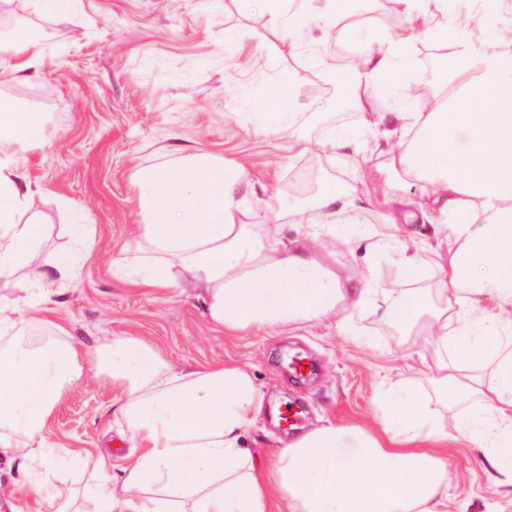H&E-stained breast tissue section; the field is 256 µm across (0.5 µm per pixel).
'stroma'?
<instances>
[{"mask_svg":"<svg viewBox=\"0 0 512 512\" xmlns=\"http://www.w3.org/2000/svg\"><path fill=\"white\" fill-rule=\"evenodd\" d=\"M323 6L324 0H312L304 15L274 28L264 0H78L68 17L8 0L10 28L27 30L44 53V66L31 79L0 68V101L33 112L41 127L38 138L14 145L26 180L37 189L32 208L41 245L26 268L0 278V301L14 307L16 319L14 335L0 336V351L38 331L75 342L81 370L46 422L49 463L0 456V512H49L50 502L70 500L81 512H94L93 489L121 485L139 445L118 412L111 379L91 364L112 336L142 339L178 369L234 363L251 373L264 407L246 440L264 466L288 440L273 421L274 408L293 398L303 401L308 427L331 423L376 432L408 394L430 398L438 355L420 338L389 327L380 310L416 290L435 298L437 266L447 263L452 248L442 230L448 217L420 214L419 184L388 173L383 133L402 126L389 92L358 89L351 108L340 109L336 90L349 68L320 36ZM433 23L430 15L410 19L403 0H358L340 32L352 57L361 44L390 31L407 39L414 62L480 66V56L462 54L457 39L432 37ZM282 93L299 112L298 125L257 134ZM365 112L380 114L378 131L363 126ZM334 131L347 142L340 155L324 146ZM178 148L240 166L248 209L269 224L294 213L291 240L303 235L302 205L334 188L341 202L363 208L376 234L349 243L324 233L315 247L335 253L341 275L366 274L372 263L387 267V274L370 280L359 307L298 330L249 333L210 321L193 289L133 282L123 270V248L142 222L136 174L167 162ZM76 214L90 226V251L76 278L42 292L33 272L72 249L68 227ZM391 219L402 246L420 259L415 274L389 268L384 237ZM286 345L318 361L319 376L309 388L287 385L273 357ZM431 407L448 435L436 451L448 465L450 500L464 512H512L462 433L473 404L432 401Z\"/></svg>","mask_w":512,"mask_h":512,"instance_id":"stroma-1","label":"stroma"}]
</instances>
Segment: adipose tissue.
<instances>
[{
	"mask_svg": "<svg viewBox=\"0 0 512 512\" xmlns=\"http://www.w3.org/2000/svg\"><path fill=\"white\" fill-rule=\"evenodd\" d=\"M465 51L487 55L485 68L453 71V88L439 105L409 115L412 137L392 152V174L422 186L430 205L452 214L455 246L441 267L438 306L421 294L385 306L388 319L408 318L412 335L450 355L438 365L434 392L447 404L475 401L492 420L467 422L472 443L512 482L503 460L512 456V56L489 53L493 34L479 24ZM8 70L30 77L41 64L39 42L22 32L7 42ZM349 86L382 83L399 90L408 46L388 37L361 45ZM484 101L489 111L479 112ZM32 113L0 103V277L24 262L38 233L32 191L13 151L37 134ZM142 236L126 247L127 262L144 284L195 288L210 320L234 332L302 326L355 307L367 282L336 271L334 254L306 243L285 244L278 224H246L244 173L234 163L185 153L139 172ZM309 236L333 217L346 232L372 235L359 208L333 193L313 198ZM498 313L478 339L457 324ZM74 343L58 339L37 351L0 354V425L36 437L59 403L77 366ZM120 393L119 412L140 445L120 488L98 489L101 512H269L271 488L286 496L288 512H449L448 468L425 439L442 438L420 397L407 399L377 434L333 425L309 430L281 448L264 468L243 435L263 396L235 365L175 370L153 347L132 336L100 346L93 359Z\"/></svg>",
	"mask_w": 512,
	"mask_h": 512,
	"instance_id": "1",
	"label": "adipose tissue"
}]
</instances>
